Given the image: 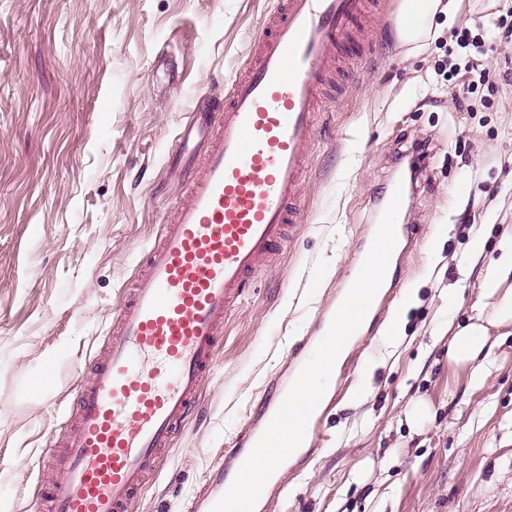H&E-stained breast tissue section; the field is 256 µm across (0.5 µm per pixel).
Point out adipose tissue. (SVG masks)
<instances>
[{
    "label": "adipose tissue",
    "mask_w": 512,
    "mask_h": 512,
    "mask_svg": "<svg viewBox=\"0 0 512 512\" xmlns=\"http://www.w3.org/2000/svg\"><path fill=\"white\" fill-rule=\"evenodd\" d=\"M403 14L415 16L413 25H399L396 40L418 45L437 13L452 14L451 0H403ZM498 255L485 264L468 265L464 276H475V319L448 329V365L466 373L471 387L482 386L496 367L498 347L512 335V225H505L497 242Z\"/></svg>",
    "instance_id": "ef3b65f1"
}]
</instances>
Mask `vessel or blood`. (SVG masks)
I'll list each match as a JSON object with an SVG mask.
<instances>
[{
    "instance_id": "obj_1",
    "label": "vessel or blood",
    "mask_w": 512,
    "mask_h": 512,
    "mask_svg": "<svg viewBox=\"0 0 512 512\" xmlns=\"http://www.w3.org/2000/svg\"><path fill=\"white\" fill-rule=\"evenodd\" d=\"M367 7L368 0H276L223 109L182 133L175 154L183 198L146 250L104 356L77 386L68 413L73 433L50 441L51 512H130L172 448L246 277L279 251L299 221L321 104L343 74L342 53L368 43L361 25ZM390 302V294L380 295L350 345H365ZM287 393L286 384H277L261 417L242 428L185 512H212ZM323 414L313 412L286 467L311 455Z\"/></svg>"
}]
</instances>
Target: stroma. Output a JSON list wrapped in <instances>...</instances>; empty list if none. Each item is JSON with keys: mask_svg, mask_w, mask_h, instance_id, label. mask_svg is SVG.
I'll list each match as a JSON object with an SVG mask.
<instances>
[{"mask_svg": "<svg viewBox=\"0 0 512 512\" xmlns=\"http://www.w3.org/2000/svg\"><path fill=\"white\" fill-rule=\"evenodd\" d=\"M401 0H380L373 49L353 59L309 149L302 220L224 321L200 396L132 512H181L249 411L347 282L418 143L426 169L403 224L418 230L394 283L417 290L372 379L384 325L351 357L308 464L270 512H512V339L483 388L448 367L437 330L472 316L471 252L512 224V26L492 0H457L424 47L397 44ZM272 0H0V512H34L48 437L103 352L125 288L181 184L167 171L189 117L212 115L253 53ZM483 45L458 47L453 30ZM458 295H446L452 283ZM436 418L401 419L413 397ZM488 414L470 425L478 409Z\"/></svg>", "mask_w": 512, "mask_h": 512, "instance_id": "1", "label": "stroma"}]
</instances>
